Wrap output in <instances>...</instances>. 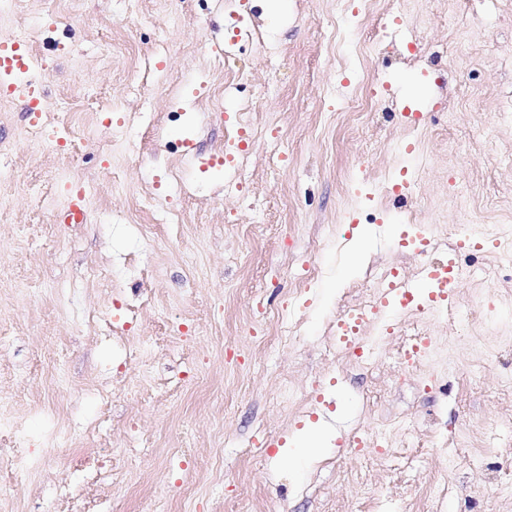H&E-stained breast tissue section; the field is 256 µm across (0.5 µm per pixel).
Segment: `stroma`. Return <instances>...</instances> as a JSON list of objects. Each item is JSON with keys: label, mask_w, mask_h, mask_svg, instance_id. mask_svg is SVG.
Wrapping results in <instances>:
<instances>
[{"label": "stroma", "mask_w": 512, "mask_h": 512, "mask_svg": "<svg viewBox=\"0 0 512 512\" xmlns=\"http://www.w3.org/2000/svg\"><path fill=\"white\" fill-rule=\"evenodd\" d=\"M263 2L142 0L133 22L121 0L0 10V38L29 34L45 68L36 112L0 93V162L24 176L8 184L14 205L0 216V311L10 318L0 395L11 401L0 426L37 451L23 477L0 478V512H56L63 488L71 512L160 503L169 512H358L349 472L360 466L381 501L404 512H423L441 471L448 495L435 512H512L488 480L512 465V394L502 388L512 377V281L470 277L495 263L493 246L420 259L413 232L512 226V121H494L512 102V0H387L384 14L353 4L343 16L336 0H281L269 15ZM451 14L468 34L461 64ZM381 31L405 58L371 55ZM268 81L280 94L260 109L276 136L253 132L243 165L216 156L242 103ZM355 88L373 91L368 111H343ZM35 115L61 131L112 124V151L92 141L76 155L33 146L24 131ZM63 170L75 185L38 204L36 190ZM384 171L417 174L413 195L379 189ZM241 172V192L225 193ZM456 182L471 200L465 215L451 202ZM74 195L81 224L59 218ZM147 195L175 207L178 223L142 210ZM20 224L37 239L18 236ZM361 234L369 254L353 269ZM451 259L461 270L454 300L469 320L423 319L434 364L405 372L394 342L367 367L329 352L328 321L368 268L415 278L422 264ZM308 261L320 275L305 283L298 270ZM21 279L30 292L16 289ZM290 304L298 337L270 354L276 316ZM59 357L63 388L51 384ZM285 379L302 398L290 410L279 404ZM398 419L420 440L417 469L374 448L351 451L354 429ZM332 420L309 457L301 434ZM443 430L487 439V468L472 470L464 446L447 467ZM133 435L134 457H112ZM257 438L265 457L246 453Z\"/></svg>", "instance_id": "stroma-1"}]
</instances>
